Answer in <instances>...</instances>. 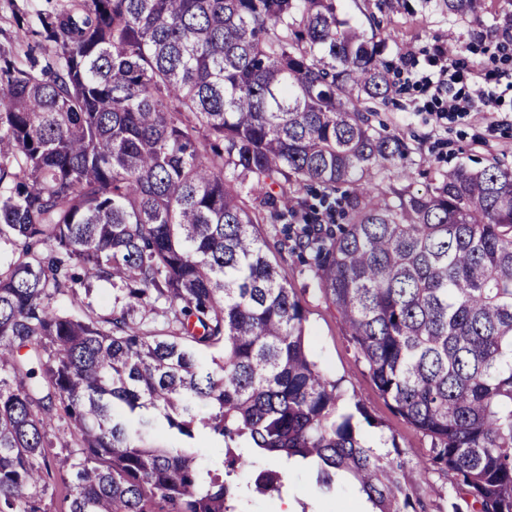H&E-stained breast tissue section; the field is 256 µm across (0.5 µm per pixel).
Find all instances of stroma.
Segmentation results:
<instances>
[{"label": "stroma", "instance_id": "1", "mask_svg": "<svg viewBox=\"0 0 512 512\" xmlns=\"http://www.w3.org/2000/svg\"><path fill=\"white\" fill-rule=\"evenodd\" d=\"M341 0V15L368 26L371 13H379L378 37L388 48L382 56L396 84L391 99L377 104L373 124L383 134L407 143L403 167L411 180L398 178L391 166L379 178L381 187H411L422 191L441 174L464 163L481 168L491 162L512 167V0H485L478 16H451L439 0ZM457 74L452 90L470 95L480 86L495 88L498 98L472 112H452L446 95L437 93L434 80ZM277 270L293 288L306 315L307 340L315 361L331 378L339 380L347 405L358 404L371 421L360 424L366 440L382 451L399 449L406 468L422 467L414 485L419 512H448L452 485L446 474L428 468L430 441L392 408L372 382L363 362L341 326L335 307L318 288L312 274L289 247L276 254ZM272 462L255 457L251 471L231 472L240 488L238 512H281L294 501L304 512H349L359 492L341 483L329 501H322L315 474L305 467L284 469L281 495L256 492L257 472Z\"/></svg>", "mask_w": 512, "mask_h": 512}]
</instances>
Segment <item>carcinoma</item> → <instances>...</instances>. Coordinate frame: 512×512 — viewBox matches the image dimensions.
Returning <instances> with one entry per match:
<instances>
[{
	"label": "carcinoma",
	"mask_w": 512,
	"mask_h": 512,
	"mask_svg": "<svg viewBox=\"0 0 512 512\" xmlns=\"http://www.w3.org/2000/svg\"><path fill=\"white\" fill-rule=\"evenodd\" d=\"M337 2L66 0L14 18L0 45V512H42L56 479L67 512H235L203 434L310 459L321 493L340 476L371 512H417L404 464L362 440L312 359L263 223L307 255L380 394L467 491L452 512H512V168L382 191L379 172L408 153L364 106L392 93L387 43ZM443 5L475 16L484 0ZM94 281L112 283L106 315L85 301ZM254 485L279 494L282 475Z\"/></svg>",
	"instance_id": "cac0c4a2"
}]
</instances>
